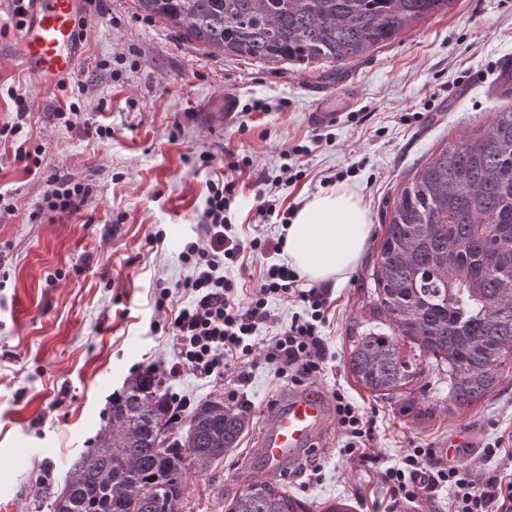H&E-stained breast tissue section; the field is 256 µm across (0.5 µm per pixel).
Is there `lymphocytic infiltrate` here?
Listing matches in <instances>:
<instances>
[{"label": "lymphocytic infiltrate", "mask_w": 512, "mask_h": 512, "mask_svg": "<svg viewBox=\"0 0 512 512\" xmlns=\"http://www.w3.org/2000/svg\"><path fill=\"white\" fill-rule=\"evenodd\" d=\"M241 190L233 180L208 185L196 240L188 242L181 262L192 274L182 289L191 300L171 307L169 328L175 340L176 360L170 377L189 370L201 377L219 375L236 385L247 380V370L264 362L277 381L291 386L314 383L328 361L321 334L331 307L329 291L320 286L301 287L299 274L287 263L264 265L249 296H240L229 273L245 253L281 254L285 241L261 238L242 241L228 216ZM303 304L306 316H293L277 333L258 337L260 326L273 321L270 300ZM333 422L344 438L346 455L375 462L367 447L376 421L348 397L343 389L331 393ZM378 480L395 500L414 502L437 486L450 492L448 512H512V473H477L471 461L442 460L437 449L411 448L400 465L378 471Z\"/></svg>", "instance_id": "lymphocytic-infiltrate-1"}]
</instances>
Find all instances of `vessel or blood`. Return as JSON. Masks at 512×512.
Returning <instances> with one entry per match:
<instances>
[{
  "mask_svg": "<svg viewBox=\"0 0 512 512\" xmlns=\"http://www.w3.org/2000/svg\"><path fill=\"white\" fill-rule=\"evenodd\" d=\"M19 57L25 68L50 84L77 65L75 48L84 0H25ZM333 94L315 95L308 114L316 126L336 122ZM331 419L324 392L297 390L267 412L253 450L259 475L283 474L316 450Z\"/></svg>",
  "mask_w": 512,
  "mask_h": 512,
  "instance_id": "obj_1",
  "label": "vessel or blood"
}]
</instances>
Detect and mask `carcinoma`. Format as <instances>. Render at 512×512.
I'll return each mask as SVG.
<instances>
[{"instance_id":"cac0c4a2","label":"carcinoma","mask_w":512,"mask_h":512,"mask_svg":"<svg viewBox=\"0 0 512 512\" xmlns=\"http://www.w3.org/2000/svg\"><path fill=\"white\" fill-rule=\"evenodd\" d=\"M185 41L257 62L305 69L353 63L454 0H137ZM478 133L432 153L385 206L371 270L378 323L356 337L348 373L378 397L414 382L418 361L448 371L451 399L470 406L512 356V89ZM409 347L401 350L400 344ZM163 374L148 370L112 401L96 447L71 464L50 512H180L186 475L208 471L248 427L243 412L206 399L176 431ZM278 483L244 485L227 512H307Z\"/></svg>"}]
</instances>
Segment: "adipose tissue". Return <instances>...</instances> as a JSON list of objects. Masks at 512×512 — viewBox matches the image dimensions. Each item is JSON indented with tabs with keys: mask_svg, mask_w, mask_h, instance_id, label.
Masks as SVG:
<instances>
[{
	"mask_svg": "<svg viewBox=\"0 0 512 512\" xmlns=\"http://www.w3.org/2000/svg\"><path fill=\"white\" fill-rule=\"evenodd\" d=\"M370 233L359 195L336 187L302 203L286 228L283 257L308 282L338 286L356 268Z\"/></svg>",
	"mask_w": 512,
	"mask_h": 512,
	"instance_id": "adipose-tissue-1",
	"label": "adipose tissue"
}]
</instances>
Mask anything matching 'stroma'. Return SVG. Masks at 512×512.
<instances>
[{
    "label": "stroma",
    "instance_id": "obj_1",
    "mask_svg": "<svg viewBox=\"0 0 512 512\" xmlns=\"http://www.w3.org/2000/svg\"><path fill=\"white\" fill-rule=\"evenodd\" d=\"M84 16L81 52L66 89L43 87L21 64L11 0H0V497L15 512H49L72 461L95 445L110 418V400L126 381L175 359L170 316L155 307L164 289L190 274L178 259L197 237L207 185L228 174L230 154L251 156L256 170L278 175L287 164L305 178L277 193L278 208L300 207L343 174L370 212V243L355 271L332 288L322 334L330 358L315 389L343 387L376 420L371 442L380 468L399 463L416 444L463 442L462 458L480 471L512 469V456L482 459L495 433L512 430V363L498 385L471 406L448 395V377L431 360L405 400H387L348 375L355 336L369 329L368 279L382 235L383 210L398 184L447 136L486 125L501 104L496 65L512 56V0H454L447 12L419 24L337 75L318 78L279 62L258 63L210 53L143 13L137 0H104ZM344 88L335 124L307 121L314 89ZM238 107L224 124L206 115ZM27 115L17 120V100ZM262 102L263 111L252 108ZM78 104L69 119L58 109ZM110 134L99 137L101 128ZM44 151L41 167L14 158L10 140ZM302 146L299 155L283 149ZM57 174L90 189L73 212L47 219L46 178ZM245 189L229 216L241 239L276 241L277 216L257 213L256 188ZM162 232L153 246L151 234ZM287 386L266 365L252 367L240 406L248 428L237 448L204 473L188 475L180 512H224L250 480V450L263 412L282 402ZM409 403L410 414L399 412ZM328 429L314 453L317 475L290 472L280 482L309 512L342 499L352 512H448L441 488L415 503L393 504L368 463L340 455Z\"/></svg>",
    "mask_w": 512,
    "mask_h": 512
}]
</instances>
